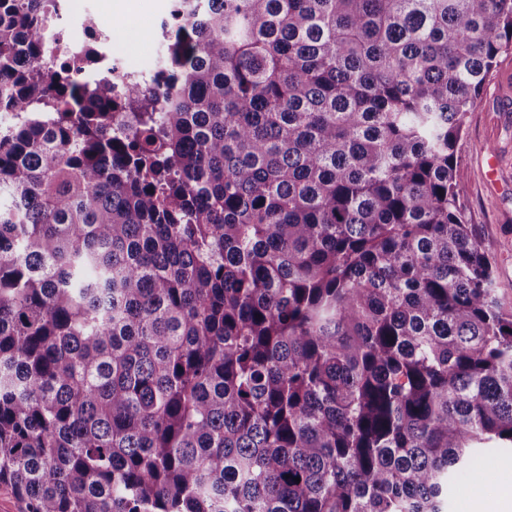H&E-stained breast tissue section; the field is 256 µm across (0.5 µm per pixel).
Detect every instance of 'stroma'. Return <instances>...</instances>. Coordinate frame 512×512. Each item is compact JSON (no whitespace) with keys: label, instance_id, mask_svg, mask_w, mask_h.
Masks as SVG:
<instances>
[{"label":"stroma","instance_id":"35a3bbf8","mask_svg":"<svg viewBox=\"0 0 512 512\" xmlns=\"http://www.w3.org/2000/svg\"><path fill=\"white\" fill-rule=\"evenodd\" d=\"M97 20L120 25L115 54L149 55L160 60L163 46L156 25L167 18L170 0H137L133 13H108L105 0H88ZM464 173L462 203L471 223L481 228L485 243L496 257L499 294L512 302V55L502 57L475 109L467 117L458 147ZM496 478L487 483L478 471L462 474L448 493V512H465L474 493L489 502L512 491V450L499 449Z\"/></svg>","mask_w":512,"mask_h":512}]
</instances>
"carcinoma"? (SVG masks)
I'll return each instance as SVG.
<instances>
[{
  "label": "carcinoma",
  "mask_w": 512,
  "mask_h": 512,
  "mask_svg": "<svg viewBox=\"0 0 512 512\" xmlns=\"http://www.w3.org/2000/svg\"><path fill=\"white\" fill-rule=\"evenodd\" d=\"M0 0V486L24 512H443L512 449L456 146L512 0H174L166 85ZM300 481H295V478Z\"/></svg>",
  "instance_id": "cac0c4a2"
}]
</instances>
